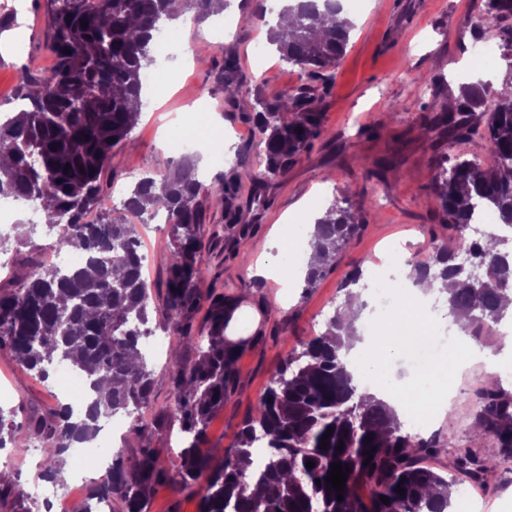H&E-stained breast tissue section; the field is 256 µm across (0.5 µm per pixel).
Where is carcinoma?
Instances as JSON below:
<instances>
[{"label": "carcinoma", "instance_id": "1", "mask_svg": "<svg viewBox=\"0 0 512 512\" xmlns=\"http://www.w3.org/2000/svg\"><path fill=\"white\" fill-rule=\"evenodd\" d=\"M483 2V18L512 34V0ZM213 4L47 0L46 48L54 64L41 74L21 72L22 109L0 120V199L50 202L52 248L62 253L78 243L85 262L73 268L39 265L23 277L1 279L0 346H8L21 367L42 381L55 367L68 365L89 381L94 397L77 421L73 410L62 405L29 422L26 440L41 448L48 461L45 474L54 479L62 476L69 450L95 438L103 419L122 415L130 420L129 437H144L140 414L153 408L154 398L141 342L153 335L155 322L176 338L167 416L179 421L180 450L169 469L157 466L154 448H141L127 459L117 452L110 478L93 495L110 497L119 512H146L154 485L167 479L199 498V512H449L450 480L425 465L439 441L402 432L390 404L360 391L342 357L345 337L354 330L343 324L338 311L326 321L333 339L315 336L288 356L243 422L236 445L219 461L201 452L213 413L234 387L237 358L224 346L231 297L221 288L209 289L205 297L198 291L209 270L203 258V202L224 210L226 226L234 229L229 247H245L256 227L245 221L237 204L243 181L253 185L251 202L263 203L259 184L284 177L322 135L311 88L303 85L294 94L257 103L259 110L248 118L261 138L239 155L218 185H203L188 159L133 185L122 208L138 214L144 224L163 216L170 226L174 260L164 303L155 305L137 225L119 209L102 207L103 179L114 149L126 144L137 123L131 103L141 102L143 76L154 64L162 23L181 18L199 25L211 16ZM341 13L337 0H287L280 14L290 17V28L273 26L268 33L280 60L325 91L334 83L353 29L347 19L338 18ZM217 80L224 100L237 103L240 69L233 55L224 57ZM486 104L481 129L472 116ZM421 127L440 131L452 145L476 136L487 143L484 163L452 158L432 145L433 194L441 223L461 233L477 209L491 203L501 222L512 226V97L499 95L488 83L470 85L453 109L443 106L422 116ZM346 203L345 198L333 200L315 220L311 247L323 262L307 266L308 287L363 226L362 217ZM93 210L100 211V220L89 223L86 216ZM459 248L471 253L479 279L457 263ZM430 275L435 289L446 294L449 312L467 314L469 327L463 331L471 328L479 338L508 311L504 298L512 292V242L493 235L456 249L438 245L412 269L416 284ZM202 309L208 335L196 336L193 319ZM189 345L198 351L190 367L178 351ZM481 400L478 429L496 437L501 455L512 458V397L491 380ZM330 428L329 448L323 449L320 440ZM21 431L14 412L0 408V448L16 444ZM259 439L267 453L258 467L253 448ZM337 461L350 466L341 501L325 482ZM454 466L471 481L483 482L495 461L459 449ZM398 486L405 493L395 491ZM383 496L390 502H382Z\"/></svg>", "mask_w": 512, "mask_h": 512}]
</instances>
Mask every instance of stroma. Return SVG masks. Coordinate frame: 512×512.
Here are the masks:
<instances>
[{"mask_svg":"<svg viewBox=\"0 0 512 512\" xmlns=\"http://www.w3.org/2000/svg\"><path fill=\"white\" fill-rule=\"evenodd\" d=\"M480 3L363 0L361 9L352 14L355 28L334 85L317 95L323 138L301 155L285 177L265 182L264 205H250L248 196H241L246 220L257 226L245 248L232 252L224 240L211 241L204 259L212 277L204 285L221 288L234 300L232 324L239 354L235 387L207 430L205 447L213 457L222 458L234 446L245 416L288 355L300 342L321 333L325 314L344 307L342 285L356 267L373 268L376 259L388 253L403 269L410 261L424 259L434 240L447 237V229L436 218L431 141L419 130L418 117L433 104L458 98L464 86L480 80L502 82L512 68V40L494 24H484L479 31L474 28ZM44 4L45 0H26L23 39H15L9 31L0 34L1 114L13 112L17 105L21 68L44 72L53 65L45 48ZM224 15L233 21L232 32L210 20L180 26V39L194 46V54L180 58L171 52L157 58L155 67L164 73L162 83L145 87L143 114L130 143L113 157L105 190L130 186L136 178L164 171L174 156L166 140L195 107L217 114L226 134L198 169L202 180L214 183L236 159L239 148L258 139L254 124L246 118L245 104L279 97L305 84V77L281 61L275 50H268L266 67H258L255 51L266 44L268 25L248 19L241 0H231ZM485 41L497 42L502 49L500 66L492 74L471 66L473 50ZM228 53L237 58L243 77L238 105L225 102L214 80ZM424 73L437 76L438 91L417 87L416 80ZM343 196L352 211L364 213L362 231L337 254L314 287L301 281L284 284L274 274L283 256L277 227L310 223L316 205L325 206ZM139 231L148 258L145 277L159 304L173 262L169 228L152 223L141 225ZM154 335L164 346L148 358L155 409L145 418L144 440L123 443L122 450L128 458L142 446L155 448L167 467L178 448L180 431L178 422L163 414L171 389L165 349L170 338L159 329ZM490 378L512 395L510 362H462L455 372L444 375L436 389L438 398L448 399L451 392L456 398L448 400L447 411L430 422L426 436L471 449L484 458L498 457L497 440L489 435L475 439L473 430L477 393ZM57 404L54 382L32 377L9 350L0 348V407L15 410L17 421L24 423L47 415ZM35 463L34 457L17 455L10 470L23 496L0 502V512L32 508L30 491L40 480ZM478 497L480 512H512V464L489 472Z\"/></svg>","mask_w":512,"mask_h":512,"instance_id":"1","label":"stroma"}]
</instances>
